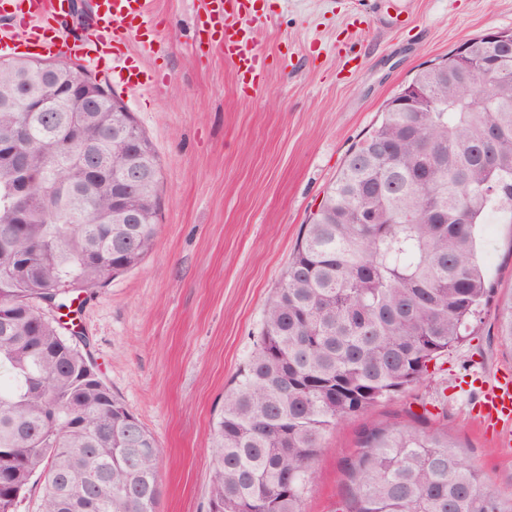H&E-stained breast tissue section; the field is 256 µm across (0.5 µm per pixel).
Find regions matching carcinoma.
Segmentation results:
<instances>
[{
	"label": "carcinoma",
	"instance_id": "1",
	"mask_svg": "<svg viewBox=\"0 0 512 512\" xmlns=\"http://www.w3.org/2000/svg\"><path fill=\"white\" fill-rule=\"evenodd\" d=\"M490 87L432 81L424 111L387 103L303 225L254 348L213 422L208 512H302L321 439L344 418L423 381L468 335L492 292L475 227L512 223V55L487 46ZM45 76L0 62V142L36 175L17 208L0 166V512L40 487L37 512H156L159 443L114 396L42 299L99 288L141 265L157 236L160 163L129 112L24 111ZM96 154L86 177L82 144ZM130 165L147 180L117 224ZM512 343V301L497 310ZM339 512H512L448 436L374 425L346 460Z\"/></svg>",
	"mask_w": 512,
	"mask_h": 512
}]
</instances>
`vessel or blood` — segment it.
<instances>
[{"label": "vessel or blood", "mask_w": 512, "mask_h": 512, "mask_svg": "<svg viewBox=\"0 0 512 512\" xmlns=\"http://www.w3.org/2000/svg\"><path fill=\"white\" fill-rule=\"evenodd\" d=\"M68 0H0V12L9 15L22 42L41 56L54 55L51 34L67 18ZM257 0H204L201 18L206 35L220 34V49L235 67L242 83L259 86L260 57L251 23L258 14ZM99 38L121 48L152 28L151 0H94ZM478 413L488 425L512 427V377L486 381L478 394Z\"/></svg>", "instance_id": "obj_1"}]
</instances>
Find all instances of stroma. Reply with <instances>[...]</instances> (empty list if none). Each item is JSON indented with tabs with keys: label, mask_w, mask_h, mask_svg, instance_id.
<instances>
[{
	"label": "stroma",
	"mask_w": 512,
	"mask_h": 512,
	"mask_svg": "<svg viewBox=\"0 0 512 512\" xmlns=\"http://www.w3.org/2000/svg\"><path fill=\"white\" fill-rule=\"evenodd\" d=\"M152 8L157 30L127 49L141 89L118 81L110 52L57 57L110 86L161 164L153 252L80 292L70 318L101 378L160 444L157 512H206L212 422L301 225L387 101L468 39L512 29V0H264L253 27L266 78L249 94L218 47H198L201 0ZM480 249L491 304L424 383L324 435L303 512H337L344 463L374 423L447 436L512 500V445L482 427L472 385L512 372V345L495 318L512 299V223L484 224Z\"/></svg>",
	"instance_id": "1"
}]
</instances>
